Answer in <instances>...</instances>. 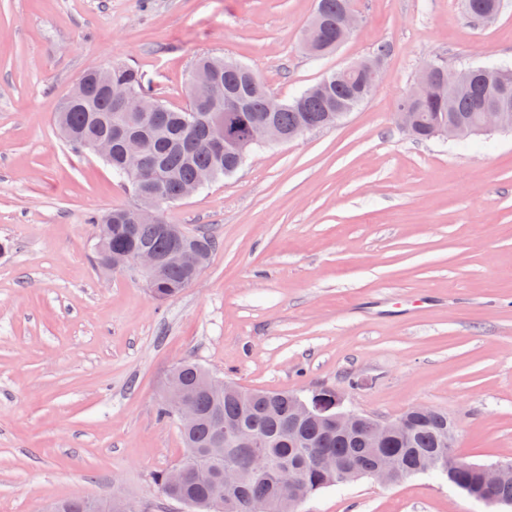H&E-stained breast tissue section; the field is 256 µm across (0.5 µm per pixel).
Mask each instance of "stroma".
Listing matches in <instances>:
<instances>
[{
	"label": "stroma",
	"instance_id": "1",
	"mask_svg": "<svg viewBox=\"0 0 512 512\" xmlns=\"http://www.w3.org/2000/svg\"><path fill=\"white\" fill-rule=\"evenodd\" d=\"M316 0H0V512L121 488L136 512H189L154 475L183 453L158 402L192 359L246 389L326 386L360 412H448L455 453L512 460V131L414 139L394 118L420 71L512 66V6L491 25L457 0H359L349 39L301 46ZM391 48L380 87L336 125L254 151L168 207L218 247L179 296L103 272L89 219L133 202L54 127L113 58L166 105L196 58L251 66L288 100ZM300 512H490L432 476L328 488Z\"/></svg>",
	"mask_w": 512,
	"mask_h": 512
}]
</instances>
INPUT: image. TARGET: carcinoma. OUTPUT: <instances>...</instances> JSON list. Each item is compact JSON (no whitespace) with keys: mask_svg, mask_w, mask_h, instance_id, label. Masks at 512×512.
<instances>
[{"mask_svg":"<svg viewBox=\"0 0 512 512\" xmlns=\"http://www.w3.org/2000/svg\"><path fill=\"white\" fill-rule=\"evenodd\" d=\"M357 7L356 0H317L315 14L326 24L323 32L336 35L333 26L346 11ZM211 66L220 70L222 82L216 86L199 89L187 94L188 104L183 108H171L159 103L160 119L142 117L132 126L126 125L116 110L112 98L100 89L93 91L74 106L62 103L58 116L65 125L64 139L79 152L88 150V144L100 137L112 138V159L106 161L113 176L126 185L134 197V205H140L155 195H160L159 223L128 224L124 214L127 208H116L102 218H94L96 225V264L105 268L106 255L117 250H136L151 247L159 252L167 251L171 240L163 226L169 224L166 209L180 201L182 187L197 183L205 187L234 174L240 158L231 154L216 156L210 148L211 129L206 126L187 128L183 120L187 113L204 116L211 108H222L224 95L233 92L246 105L245 116L259 119L269 117L288 133L323 128L336 124V113L347 114L368 99L364 95L368 79L360 73L342 70L324 76L318 84L302 91L280 104L273 112L268 111L269 94L257 72L242 63L221 56L203 55L196 59L193 68ZM112 80L126 89L130 106L149 94L142 74L135 67L116 59L109 64ZM484 92V84L478 78L457 90H438L434 97L421 104L407 102L403 111L415 113V126L410 130L413 137L426 140L434 137L441 123L455 121L476 127L480 124L477 99ZM136 134L147 140L145 163L140 170H128L121 162L124 141ZM191 273L181 265L168 267L149 289L151 296L164 301L178 296L190 285ZM184 388L198 405L200 418L195 427L181 432L184 448L195 449V458L186 461L188 475L184 483L165 496L185 504L196 512H253L260 502L274 503L280 495L313 496L336 485L329 471L320 463L333 459H353L367 471L375 460L372 448L360 446L363 432L348 439L338 438L328 431L323 421L308 420L297 425V432L308 445L307 459L302 461L300 482L280 485L276 475L282 462L293 455L288 447V428L292 423V393L266 390H249L241 387L233 392L205 389L202 379L207 370L192 360L178 363ZM220 417L224 426L243 424L260 437L251 452L261 453L268 470L264 475L247 477L233 493L230 507L212 508L208 503L221 485L224 467L228 464L243 465L247 452L230 442L224 443V459L214 461L207 457V449L214 446L218 430L213 420ZM452 420L448 414L433 409L423 420L414 421L406 433L393 441L388 450L399 456L411 468L409 476L432 475L445 478L447 474L438 468L425 465L428 456L440 448L439 439L448 434ZM485 489L501 501L512 504V478L495 485L482 483L479 471L465 468L458 472L454 488ZM85 497L75 496L54 504L51 512H86Z\"/></svg>","mask_w":512,"mask_h":512,"instance_id":"1","label":"carcinoma"}]
</instances>
